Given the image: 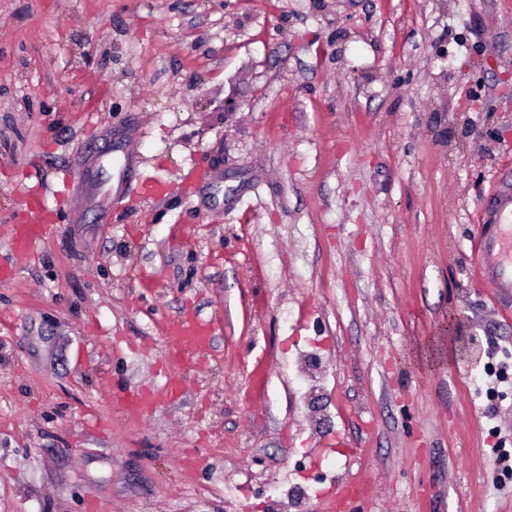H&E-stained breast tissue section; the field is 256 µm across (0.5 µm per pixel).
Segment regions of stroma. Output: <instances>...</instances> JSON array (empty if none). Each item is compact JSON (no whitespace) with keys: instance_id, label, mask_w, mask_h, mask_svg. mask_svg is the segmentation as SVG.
<instances>
[{"instance_id":"stroma-1","label":"stroma","mask_w":512,"mask_h":512,"mask_svg":"<svg viewBox=\"0 0 512 512\" xmlns=\"http://www.w3.org/2000/svg\"><path fill=\"white\" fill-rule=\"evenodd\" d=\"M505 179L512 0H0V512H512ZM482 220L496 224V233L481 234L477 261L485 281L494 293L512 292V187L495 186L482 207ZM43 226L41 224H13L10 230L11 247L18 254L24 253L41 238ZM213 328L211 323L196 317L181 319L175 329V335L170 336L168 345L169 356L172 360L181 358L185 353L205 357L212 353Z\"/></svg>"}]
</instances>
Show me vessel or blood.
Returning <instances> with one entry per match:
<instances>
[{"instance_id": "vessel-or-blood-1", "label": "vessel or blood", "mask_w": 512, "mask_h": 512, "mask_svg": "<svg viewBox=\"0 0 512 512\" xmlns=\"http://www.w3.org/2000/svg\"><path fill=\"white\" fill-rule=\"evenodd\" d=\"M484 221L495 224L494 236H480L477 261L481 272L494 292L512 291V186H495L482 207ZM43 227L39 224H15L10 230L11 247L24 253L41 238ZM211 323L195 317L181 319L171 336L168 349L171 359L186 354L205 357L213 347Z\"/></svg>"}]
</instances>
